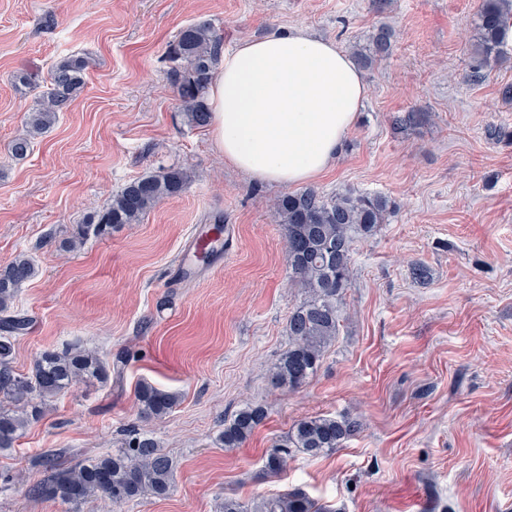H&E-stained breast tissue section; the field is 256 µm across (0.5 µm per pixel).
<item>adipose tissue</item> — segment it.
<instances>
[{
	"label": "adipose tissue",
	"instance_id": "ef3b65f1",
	"mask_svg": "<svg viewBox=\"0 0 512 512\" xmlns=\"http://www.w3.org/2000/svg\"><path fill=\"white\" fill-rule=\"evenodd\" d=\"M367 96L338 45L295 28L223 53L207 104L225 164L277 185L315 181L336 161Z\"/></svg>",
	"mask_w": 512,
	"mask_h": 512
}]
</instances>
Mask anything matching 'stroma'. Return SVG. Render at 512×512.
Listing matches in <instances>:
<instances>
[{
  "mask_svg": "<svg viewBox=\"0 0 512 512\" xmlns=\"http://www.w3.org/2000/svg\"><path fill=\"white\" fill-rule=\"evenodd\" d=\"M483 0H0V265L25 254L34 276L14 311L28 321L10 356L29 372L47 349L80 343L108 363L106 384L48 403L14 447L0 449V512H109L29 494L34 457L75 464L111 453L126 430L152 431L175 487L122 512H220L300 489L331 512H512V39L480 64L471 25ZM207 20L225 50L304 27L345 52L383 25L391 55L365 68L368 94L335 164L313 187L392 202L384 224L354 246L347 314L317 374L293 391L268 372L288 348V317L305 298L288 280L273 209L284 187L229 167L206 128L189 124L166 79L167 47ZM85 85L25 158L13 141L68 58ZM482 78L470 79L473 67ZM32 75L31 86L17 73ZM417 109L422 125L395 116ZM498 138H489L490 129ZM177 168L190 180L137 224L62 250L75 224L128 182ZM235 225L211 270L176 274L198 224ZM429 267L413 280L412 263ZM178 395L144 418L135 389ZM265 421L237 448L217 438L243 407ZM348 416L361 428L328 454H296L274 477L263 460L294 423Z\"/></svg>",
  "mask_w": 512,
  "mask_h": 512,
  "instance_id": "35a3bbf8",
  "label": "stroma"
}]
</instances>
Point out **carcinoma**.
<instances>
[{
	"instance_id": "carcinoma-1",
	"label": "carcinoma",
	"mask_w": 512,
	"mask_h": 512,
	"mask_svg": "<svg viewBox=\"0 0 512 512\" xmlns=\"http://www.w3.org/2000/svg\"><path fill=\"white\" fill-rule=\"evenodd\" d=\"M512 28V0H485L473 27L476 53L487 60L497 56ZM393 32L381 27L367 48L356 50L358 61L368 66L389 55ZM224 46L221 33L207 20L181 29L170 44L168 56L174 66L167 79L180 101L181 111L194 126L209 123L206 94ZM86 63L80 58L56 64L50 72V88L42 94L27 117V134L14 140L12 155L25 157L31 139L53 124L83 85ZM190 174L170 170L127 183L112 202L77 225L65 241L73 251L90 236H98L118 224H135L161 200L178 195ZM283 229L290 278L303 289L305 299L288 317L289 346L270 370L271 384L290 391L300 388L318 371L327 347L336 338L344 298L352 278V253L357 235H373L391 208L382 195L345 191L326 197L315 189L280 196L274 202ZM24 254L0 267V448H10L28 425L40 419L44 406L58 395L84 382L105 383L110 366L96 352L77 343L43 351L31 372L17 374L10 366L12 340L26 329L27 320L12 311L20 288L34 275ZM141 413L148 418L167 415L177 396L148 382L136 389ZM261 406L241 409L224 423L218 442L236 448L265 419ZM359 423L350 418L317 416L299 420L287 437L266 454L268 475L284 472L302 453L316 457L331 452L353 436ZM43 478L29 489L32 497L79 505L92 498L109 501L117 508L148 495L163 496L175 482L172 460L162 452L150 431H131L112 454L89 463L62 467L53 455L34 462ZM223 512H331L306 492L294 489L251 503L224 498Z\"/></svg>"
}]
</instances>
